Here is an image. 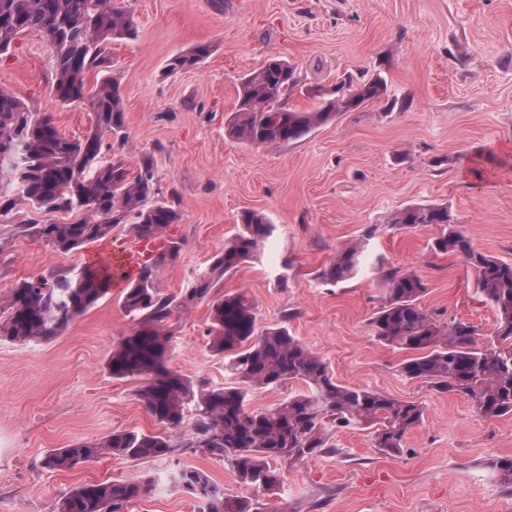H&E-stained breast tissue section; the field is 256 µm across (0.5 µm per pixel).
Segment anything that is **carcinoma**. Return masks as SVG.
I'll return each mask as SVG.
<instances>
[{
	"instance_id": "obj_1",
	"label": "carcinoma",
	"mask_w": 512,
	"mask_h": 512,
	"mask_svg": "<svg viewBox=\"0 0 512 512\" xmlns=\"http://www.w3.org/2000/svg\"><path fill=\"white\" fill-rule=\"evenodd\" d=\"M37 31L53 58L51 91L63 104L88 102L95 129L83 138L60 133L50 115L37 112L0 88V218L8 216L16 198L37 211H63L75 216L66 223L21 225V233L70 252L107 238L112 227L130 226L135 238L162 235L180 221L177 191L163 188L151 155H141L131 170L122 151L128 144L120 82L111 75L110 52L115 41L137 33L133 14L111 0H0V56L10 53L17 36ZM207 45L172 56L166 71L177 73L201 65ZM92 70L102 72L95 89L85 90ZM317 101L312 110L288 106L294 93ZM230 121L232 135L255 147L295 142L314 128L382 100L386 83L378 75L349 76L336 86H304L296 66L269 57L247 74L237 90ZM113 138L112 159L102 157L103 139ZM389 223L402 229L439 225L433 248L462 256L476 271L485 300L497 315L495 339L488 348L477 344L474 325L441 322L418 305L425 284L413 272L380 267L386 293L372 326L383 343L415 356L401 364L402 373L438 392H457L471 399L484 418L512 415V263L473 248L452 223L448 207L406 206ZM241 229L224 242L209 267L198 274L183 295H162L157 281L162 268L177 257L169 246L125 288L123 307L137 317L136 326L112 348L108 367L116 377L144 376L138 396L160 433L115 431L89 442L56 448L43 468L67 471L103 455L134 460L171 457L182 449L224 459L240 482L272 491L281 481L275 462L290 465L335 452L330 442L340 428L372 430L373 447L398 453L406 435L422 421L423 406L400 401L372 389L342 385L321 357L292 336L288 328L263 329L255 309L242 294L213 293L216 282L261 253L274 225L260 212L240 215ZM360 244L336 250L321 271L323 280L339 283L360 269ZM126 278L112 265L85 266L70 276L17 282L0 297V338L26 344L62 334L103 298L115 278ZM210 307L209 347L224 358L231 382L218 387L168 366L173 350L169 321L192 304ZM297 381L305 390L275 407H248L251 392ZM494 468L502 484L512 487V458H499ZM168 482L200 501L198 512H258L248 500L230 498L201 470L178 466ZM153 479L130 478L85 483L64 494L54 512H122L146 494Z\"/></svg>"
}]
</instances>
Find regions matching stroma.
I'll use <instances>...</instances> for the list:
<instances>
[{
  "label": "stroma",
  "mask_w": 512,
  "mask_h": 512,
  "mask_svg": "<svg viewBox=\"0 0 512 512\" xmlns=\"http://www.w3.org/2000/svg\"><path fill=\"white\" fill-rule=\"evenodd\" d=\"M137 36L113 43L121 78L128 167L152 154L162 185L178 191L181 220L167 228L179 253L159 289L190 288L242 211L265 213L275 229L264 251L221 278V294L241 293L262 327L287 326L321 357L337 382L423 406L400 453L374 448L361 427L335 432L334 454L280 464L282 483L263 493L239 482L225 461L183 451L178 458L102 456L48 471L50 450L111 432H157L138 399L141 376L113 377L108 356L136 319L108 294L60 335L39 344L0 340V512H52L85 482L149 475L153 489L126 512H195L197 501L166 480L174 465L202 470L225 495L269 512H512V489L488 464L512 457V416H479L462 394L440 393L403 376L407 352L378 340L371 325L384 287L378 265L414 272L426 286L420 307L439 320L478 326L480 347L494 340L496 314L474 270L435 252L440 227L400 229L388 216L408 205L447 206L454 228L483 254L512 263V0H122ZM210 48L196 69L167 74L174 54ZM277 56L303 84L349 73L380 74L386 100L342 114L296 143L257 148L227 123L241 78ZM52 57L37 32L18 36L0 57V88L59 131L95 128L87 103L61 104L50 92ZM33 214L18 202L0 218V295L16 282L69 275L102 263L130 239L128 225L83 248L60 252L20 233ZM376 233L363 239L367 226ZM362 242L361 269L346 281L322 280L337 249ZM172 370L221 385L224 361L208 347L209 307L171 319Z\"/></svg>",
  "instance_id": "stroma-1"
}]
</instances>
